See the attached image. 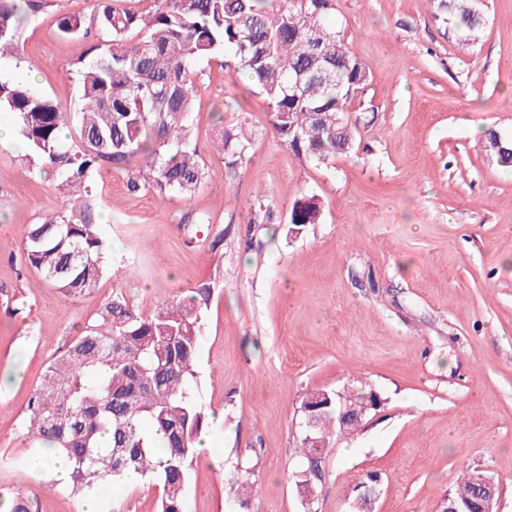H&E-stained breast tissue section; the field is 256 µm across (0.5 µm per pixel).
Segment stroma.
Returning <instances> with one entry per match:
<instances>
[{
	"label": "stroma",
	"mask_w": 512,
	"mask_h": 512,
	"mask_svg": "<svg viewBox=\"0 0 512 512\" xmlns=\"http://www.w3.org/2000/svg\"><path fill=\"white\" fill-rule=\"evenodd\" d=\"M484 5L486 24L464 46L437 0H337L330 21L370 82L350 106L354 149L324 164L279 142L245 76L202 63L193 139L208 177L165 203L129 194L119 173L99 178L111 269L73 300L22 260L27 225L70 199L40 176L19 136L0 141V494L25 492L39 512H83L66 490L42 492L43 475L28 468L34 389L113 294L149 312L208 279L196 382L220 462L194 463L184 512H352L356 484L372 476V512H437L474 471L498 483L499 512H512V171L481 138L512 134V0ZM98 9L99 0H46L0 76L35 64V90L78 110L69 67L88 43L58 36L56 20ZM218 108L253 132L231 178L209 147ZM259 193L277 223L248 225ZM304 194L322 218L295 231L287 219ZM185 214L207 221L186 228ZM319 389L372 391L381 404L331 440L308 502L294 485L300 406ZM240 466L249 487L236 481ZM159 496L145 481L100 491L118 512H157Z\"/></svg>",
	"instance_id": "obj_1"
}]
</instances>
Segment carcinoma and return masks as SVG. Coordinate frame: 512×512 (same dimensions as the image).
Listing matches in <instances>:
<instances>
[{"mask_svg": "<svg viewBox=\"0 0 512 512\" xmlns=\"http://www.w3.org/2000/svg\"><path fill=\"white\" fill-rule=\"evenodd\" d=\"M337 0H161L137 13L103 0L93 17L64 14L61 37L90 41L73 63L82 106L66 112L22 80L0 79V110L13 112L19 134L47 177L72 198L68 211L48 209L24 232L23 258L65 296L94 289L110 270L112 244L94 221L92 186L108 169L125 177L131 194L186 198L209 172L192 141L198 64L217 56L247 76L267 102L268 124L297 156L325 164L352 149L351 122L336 124L369 74L331 25ZM42 0H0V59L17 52L19 26ZM444 22L462 44L476 40L477 0H438ZM301 84L300 100L293 88ZM214 149L232 174L252 141L247 128L224 123ZM75 148L66 145L69 137ZM512 135L492 131L487 147L497 162ZM248 223L273 219L271 203L248 208ZM315 197L295 200L291 224H316ZM212 284L143 313L123 294L108 299L96 318L46 367L27 405L34 453L57 448L71 463L67 489L99 497L110 476L134 471L161 489L158 512H183L193 475L195 443L209 424L198 398L195 361ZM339 425L336 406L317 422L328 440ZM481 474L464 478L450 496L472 497Z\"/></svg>", "mask_w": 512, "mask_h": 512, "instance_id": "carcinoma-1", "label": "carcinoma"}]
</instances>
